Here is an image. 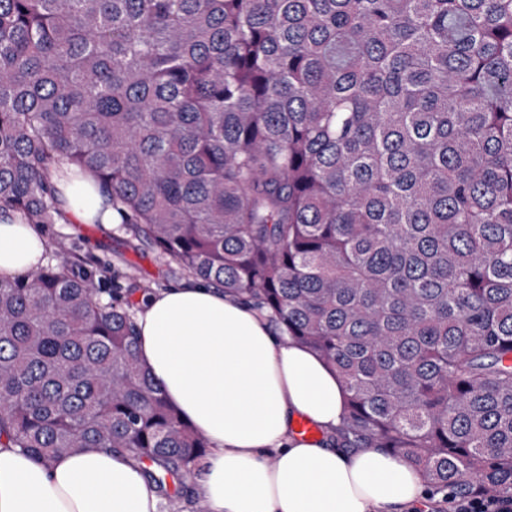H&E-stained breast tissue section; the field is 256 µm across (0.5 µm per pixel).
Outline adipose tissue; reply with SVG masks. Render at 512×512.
Returning a JSON list of instances; mask_svg holds the SVG:
<instances>
[{
  "instance_id": "1",
  "label": "adipose tissue",
  "mask_w": 512,
  "mask_h": 512,
  "mask_svg": "<svg viewBox=\"0 0 512 512\" xmlns=\"http://www.w3.org/2000/svg\"><path fill=\"white\" fill-rule=\"evenodd\" d=\"M59 209L81 224H117L105 185L56 180ZM26 220L0 212V280L44 261ZM140 356L167 400L209 442L198 492L209 512H412L428 496L421 473L383 448H341L345 387L333 368L282 342L249 302L215 287L145 294ZM306 419L322 434L294 433ZM144 466L85 448L37 462L0 445V512H160Z\"/></svg>"
}]
</instances>
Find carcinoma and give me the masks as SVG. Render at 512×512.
Wrapping results in <instances>:
<instances>
[{"mask_svg":"<svg viewBox=\"0 0 512 512\" xmlns=\"http://www.w3.org/2000/svg\"><path fill=\"white\" fill-rule=\"evenodd\" d=\"M65 167L336 369L342 447L512 496V0H0V210ZM101 294L0 281V444L162 489L209 445Z\"/></svg>","mask_w":512,"mask_h":512,"instance_id":"cac0c4a2","label":"carcinoma"}]
</instances>
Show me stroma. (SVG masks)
<instances>
[{
  "label": "stroma",
  "mask_w": 512,
  "mask_h": 512,
  "mask_svg": "<svg viewBox=\"0 0 512 512\" xmlns=\"http://www.w3.org/2000/svg\"><path fill=\"white\" fill-rule=\"evenodd\" d=\"M37 231L47 242V264H57L69 252L84 257L87 270L102 281L106 302L116 288L136 308L142 294L193 280L175 260L135 235L130 224H78L59 215Z\"/></svg>",
  "instance_id": "35a3bbf8"
}]
</instances>
